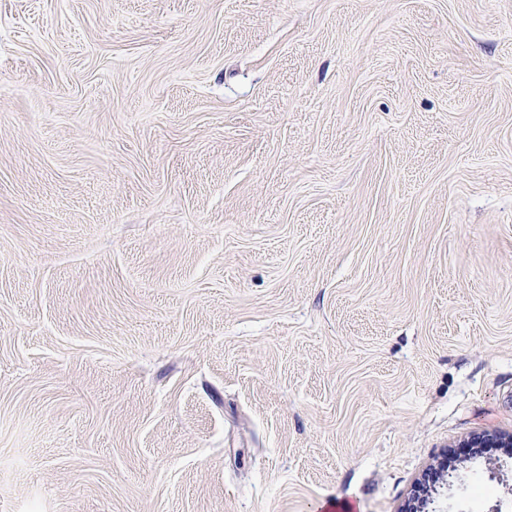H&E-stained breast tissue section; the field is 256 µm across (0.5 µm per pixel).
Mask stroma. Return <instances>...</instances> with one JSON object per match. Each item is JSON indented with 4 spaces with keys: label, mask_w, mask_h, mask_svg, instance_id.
Instances as JSON below:
<instances>
[{
    "label": "stroma",
    "mask_w": 512,
    "mask_h": 512,
    "mask_svg": "<svg viewBox=\"0 0 512 512\" xmlns=\"http://www.w3.org/2000/svg\"><path fill=\"white\" fill-rule=\"evenodd\" d=\"M486 431L512 0H0V512H512ZM438 486L430 487V477L423 482L418 481L414 486L412 496L404 508V512H436L429 510L428 506L434 501V495L438 494Z\"/></svg>",
    "instance_id": "obj_1"
}]
</instances>
